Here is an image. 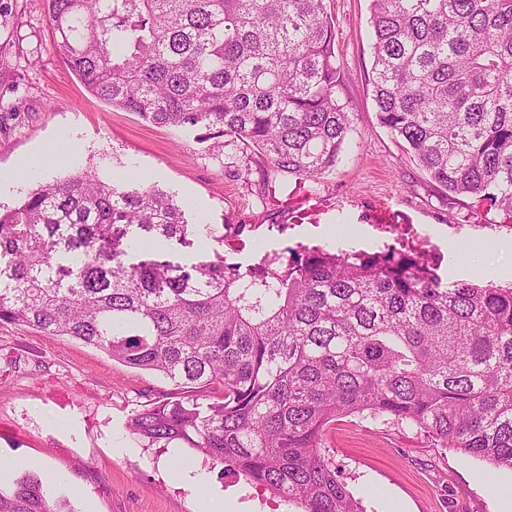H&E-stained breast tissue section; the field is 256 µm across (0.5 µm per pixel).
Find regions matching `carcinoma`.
I'll list each match as a JSON object with an SVG mask.
<instances>
[{
  "label": "carcinoma",
  "instance_id": "cac0c4a2",
  "mask_svg": "<svg viewBox=\"0 0 512 512\" xmlns=\"http://www.w3.org/2000/svg\"><path fill=\"white\" fill-rule=\"evenodd\" d=\"M55 48L112 107L314 184L350 128L324 0H47ZM377 117L450 200L512 220V0H370ZM193 225L143 180L72 174L0 211V321L160 373L130 419L295 504L365 512L323 447L336 419L416 428L512 472V285L422 258L293 252L183 264ZM0 512H72L34 473Z\"/></svg>",
  "mask_w": 512,
  "mask_h": 512
}]
</instances>
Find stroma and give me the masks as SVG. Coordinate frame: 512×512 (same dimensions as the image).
<instances>
[{
  "mask_svg": "<svg viewBox=\"0 0 512 512\" xmlns=\"http://www.w3.org/2000/svg\"><path fill=\"white\" fill-rule=\"evenodd\" d=\"M335 23L340 96L350 105L349 142L317 188L264 191L233 142L223 158L192 135L145 122L90 94L54 48L46 0H0V173L37 156L27 182L0 185V208L37 186L81 171L120 182L137 173L174 194L196 224L191 263L223 253L245 271L272 256L322 246L374 252L390 246L381 224H404L444 255L452 280L512 283V233L488 213L472 223L468 198L449 201L377 120L371 76L369 0H325ZM162 375L127 367L79 341L0 322V460L22 455L65 474L54 488L74 512H199L176 466L200 468L235 512H294L244 476L206 463L191 448L146 447L128 430L143 405L172 392ZM325 445L366 512H512V474L488 482L489 466L434 447L415 429L367 417L338 419Z\"/></svg>",
  "mask_w": 512,
  "mask_h": 512,
  "instance_id": "1",
  "label": "stroma"
}]
</instances>
